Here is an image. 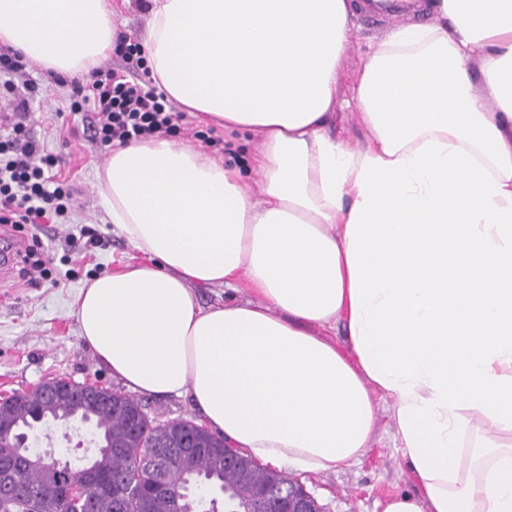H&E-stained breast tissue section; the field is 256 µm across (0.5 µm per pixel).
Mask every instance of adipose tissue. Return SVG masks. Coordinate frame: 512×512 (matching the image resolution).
<instances>
[{
    "mask_svg": "<svg viewBox=\"0 0 512 512\" xmlns=\"http://www.w3.org/2000/svg\"><path fill=\"white\" fill-rule=\"evenodd\" d=\"M348 0H151L143 48L184 111L261 137L240 168L149 138L97 174L143 261L80 288L84 345L228 447L329 472L391 409L416 493L383 512H512V0H435L368 57L331 137ZM112 0H0V43L84 76ZM480 66L488 88L473 87ZM199 286L245 289L202 308ZM343 321L342 351L327 332Z\"/></svg>",
    "mask_w": 512,
    "mask_h": 512,
    "instance_id": "adipose-tissue-1",
    "label": "adipose tissue"
}]
</instances>
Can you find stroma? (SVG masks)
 Segmentation results:
<instances>
[{
  "label": "stroma",
  "instance_id": "obj_1",
  "mask_svg": "<svg viewBox=\"0 0 512 512\" xmlns=\"http://www.w3.org/2000/svg\"><path fill=\"white\" fill-rule=\"evenodd\" d=\"M351 25L354 39L341 62L336 83V119L329 132L357 143L365 139L366 132L345 102L350 99L367 58L400 23L387 18L379 30L357 19ZM30 75L48 87L33 103L31 133L48 151L64 156L65 172L76 179L82 193L76 199L71 223L48 224L40 233V257L50 271L49 277L32 286L16 270L0 276V399L28 391L55 376L118 390L121 382L82 344L69 306L85 281L124 263L139 261L140 255L115 230L101 205L96 171L105 164L107 153L98 151L87 133L81 131L69 140L59 139L56 112L65 109L66 104L60 91L50 90L47 71L35 65ZM84 228L93 230L98 247L87 254L65 256L61 248L64 237L79 234ZM295 477L324 512H382V504L389 496L416 490L396 446L391 412L384 403L379 406L370 446L359 461L329 473L299 471Z\"/></svg>",
  "mask_w": 512,
  "mask_h": 512
}]
</instances>
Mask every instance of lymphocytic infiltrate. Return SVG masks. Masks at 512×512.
I'll return each instance as SVG.
<instances>
[{
	"mask_svg": "<svg viewBox=\"0 0 512 512\" xmlns=\"http://www.w3.org/2000/svg\"><path fill=\"white\" fill-rule=\"evenodd\" d=\"M121 67L99 68L88 81H71L70 113L80 116L100 151L154 136L180 134L185 113L176 111L149 77L138 43L117 38ZM30 62L20 51L0 45V224L19 232L26 227L64 224L70 219L76 188L60 175L62 156L45 152L27 128Z\"/></svg>",
	"mask_w": 512,
	"mask_h": 512,
	"instance_id": "obj_1",
	"label": "lymphocytic infiltrate"
}]
</instances>
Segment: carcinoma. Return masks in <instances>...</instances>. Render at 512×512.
<instances>
[{
	"instance_id": "1",
	"label": "carcinoma",
	"mask_w": 512,
	"mask_h": 512,
	"mask_svg": "<svg viewBox=\"0 0 512 512\" xmlns=\"http://www.w3.org/2000/svg\"><path fill=\"white\" fill-rule=\"evenodd\" d=\"M66 386L68 393L52 399L30 391L15 393L0 403V409L11 414L19 430L41 418H90L99 443L93 467L103 475L106 490L95 495L73 493L71 484L78 475L29 468L19 454L0 447V458L9 462L6 475L0 477V512H143L141 496L155 490L171 496L174 508L182 512H233L239 499L252 497L274 482L285 489L296 484L258 463L246 468L224 465V440L218 434L196 431L192 421L157 423L142 412L139 400L101 387L97 391L108 405L91 409L72 401V395L90 384L69 381ZM190 433L204 439L209 450L192 455L183 469L167 473L162 483L153 486L143 466L146 446L169 445ZM111 440L124 447L105 451ZM215 486L224 494L221 506L211 495Z\"/></svg>"
}]
</instances>
